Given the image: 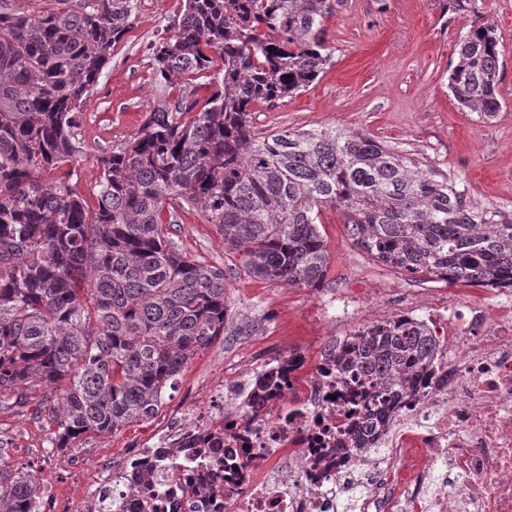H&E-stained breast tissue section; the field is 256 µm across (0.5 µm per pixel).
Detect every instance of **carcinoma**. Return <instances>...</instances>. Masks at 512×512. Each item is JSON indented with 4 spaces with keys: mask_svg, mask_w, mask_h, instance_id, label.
Instances as JSON below:
<instances>
[{
    "mask_svg": "<svg viewBox=\"0 0 512 512\" xmlns=\"http://www.w3.org/2000/svg\"><path fill=\"white\" fill-rule=\"evenodd\" d=\"M0 12V411L42 392L33 419L73 448L155 416L188 360L224 335L227 274L319 288L329 254L322 209L340 211L377 262L468 284L512 281V217L472 207L454 179L367 132L255 134L252 108L306 90L331 64L329 0H184L150 46L155 74L199 76L206 103L160 106L97 158V208L69 177L74 129L135 20V0H55ZM473 17L447 87L490 122L502 102L500 35L484 0H442ZM204 213L242 267L187 256L180 214ZM435 344L413 321L348 342L337 364L367 387L365 426L415 386ZM36 476L0 471V512H30Z\"/></svg>",
    "mask_w": 512,
    "mask_h": 512,
    "instance_id": "carcinoma-1",
    "label": "carcinoma"
}]
</instances>
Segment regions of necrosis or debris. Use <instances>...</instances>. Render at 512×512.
Masks as SVG:
<instances>
[{
	"instance_id": "obj_1",
	"label": "necrosis or debris",
	"mask_w": 512,
	"mask_h": 512,
	"mask_svg": "<svg viewBox=\"0 0 512 512\" xmlns=\"http://www.w3.org/2000/svg\"><path fill=\"white\" fill-rule=\"evenodd\" d=\"M395 317L422 324L439 354L371 433L337 374L338 338L313 361L256 363L282 372L274 393L229 377L205 410L176 412L89 476L84 499L37 512H512V285Z\"/></svg>"
}]
</instances>
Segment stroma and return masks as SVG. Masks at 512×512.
Here are the masks:
<instances>
[{
    "label": "stroma",
    "instance_id": "35a3bbf8",
    "mask_svg": "<svg viewBox=\"0 0 512 512\" xmlns=\"http://www.w3.org/2000/svg\"><path fill=\"white\" fill-rule=\"evenodd\" d=\"M181 8L182 0L138 6L133 27L104 66L75 130L79 193L95 185L97 156L128 140L157 106L191 93L210 96L205 85L159 81L151 68L150 46L166 36ZM484 12L502 43V109L492 122L459 109L447 87L448 67L470 19L442 16L436 0H339L324 23L331 65L306 91L272 107L256 106V133L363 130L450 174L473 206L512 214V0H485ZM321 220L330 256L323 286H287L242 272L229 276L231 314L223 336L188 361L155 417L55 450L48 426L1 411L0 468L11 475L56 471L55 490L80 496L82 486L71 481L74 469L95 470L107 455L149 437L176 408L203 406L205 392L221 384L226 372L246 371L250 358L290 346L314 358L346 327L350 311L391 312L413 292L422 302L446 300L448 281L373 262L353 244L338 210L324 209ZM173 234L180 249L206 263L230 266L241 259L202 212L182 213Z\"/></svg>",
    "mask_w": 512,
    "mask_h": 512
}]
</instances>
